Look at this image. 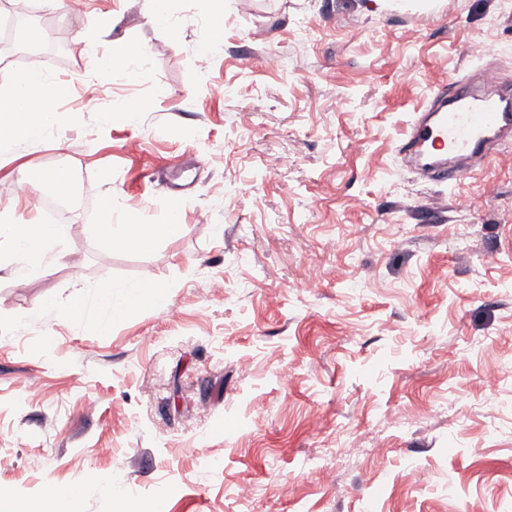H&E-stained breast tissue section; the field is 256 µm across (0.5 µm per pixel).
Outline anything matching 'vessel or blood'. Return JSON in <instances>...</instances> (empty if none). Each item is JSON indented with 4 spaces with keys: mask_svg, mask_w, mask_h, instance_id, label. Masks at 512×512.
Masks as SVG:
<instances>
[{
    "mask_svg": "<svg viewBox=\"0 0 512 512\" xmlns=\"http://www.w3.org/2000/svg\"><path fill=\"white\" fill-rule=\"evenodd\" d=\"M512 144V81L484 87L461 79L438 89L401 148L420 171L451 181L488 164Z\"/></svg>",
    "mask_w": 512,
    "mask_h": 512,
    "instance_id": "b4317fda",
    "label": "vessel or blood"
}]
</instances>
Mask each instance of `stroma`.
I'll return each instance as SVG.
<instances>
[{
  "label": "stroma",
  "instance_id": "stroma-1",
  "mask_svg": "<svg viewBox=\"0 0 512 512\" xmlns=\"http://www.w3.org/2000/svg\"><path fill=\"white\" fill-rule=\"evenodd\" d=\"M37 6L69 119L0 146V225L58 152L85 212L35 270L0 237V512H512V147L455 183L399 151L470 42L512 77V0H225L213 40L208 0ZM176 183L178 237L109 245ZM123 283L167 300L71 317Z\"/></svg>",
  "mask_w": 512,
  "mask_h": 512
}]
</instances>
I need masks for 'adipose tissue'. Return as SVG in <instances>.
I'll list each match as a JSON object with an SVG mask.
<instances>
[{"mask_svg": "<svg viewBox=\"0 0 512 512\" xmlns=\"http://www.w3.org/2000/svg\"><path fill=\"white\" fill-rule=\"evenodd\" d=\"M59 84L49 79L39 67L17 75L0 69V144L35 143L50 129L66 121V114L56 112L54 102L61 95ZM69 230L65 224H12L8 231L16 254L28 265H40L50 247ZM108 242L130 249L148 248L158 237L180 234L178 220L166 224H104ZM165 298L157 288L144 284L114 286L110 295L101 297L94 309L100 331L127 318L142 308Z\"/></svg>", "mask_w": 512, "mask_h": 512, "instance_id": "ef3b65f1", "label": "adipose tissue"}]
</instances>
